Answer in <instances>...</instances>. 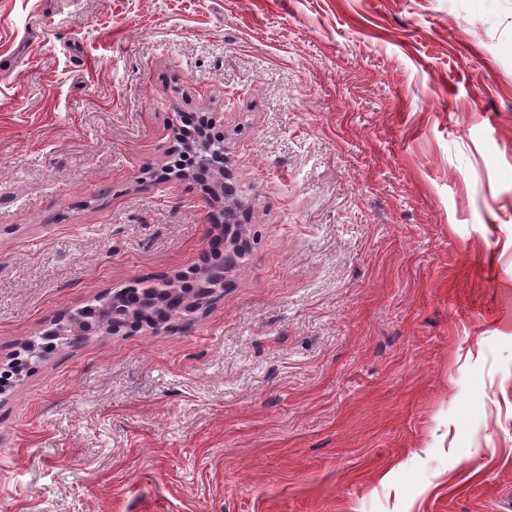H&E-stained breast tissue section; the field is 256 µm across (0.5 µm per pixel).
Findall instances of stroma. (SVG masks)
<instances>
[{
	"label": "stroma",
	"instance_id": "35a3bbf8",
	"mask_svg": "<svg viewBox=\"0 0 512 512\" xmlns=\"http://www.w3.org/2000/svg\"><path fill=\"white\" fill-rule=\"evenodd\" d=\"M249 245L173 330L0 389V512H512V0H0V369Z\"/></svg>",
	"mask_w": 512,
	"mask_h": 512
}]
</instances>
